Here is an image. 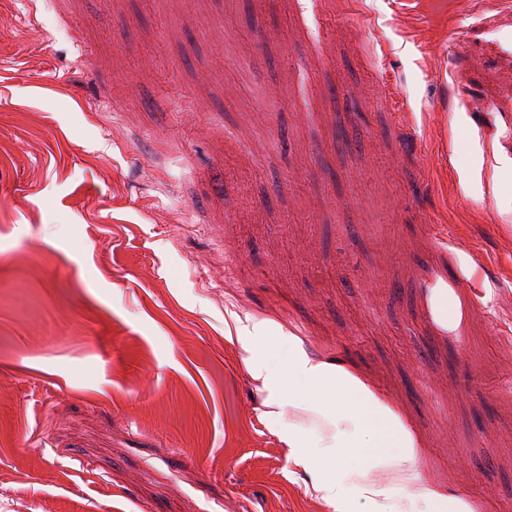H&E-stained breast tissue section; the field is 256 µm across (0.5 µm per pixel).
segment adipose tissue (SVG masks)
Instances as JSON below:
<instances>
[{
  "mask_svg": "<svg viewBox=\"0 0 512 512\" xmlns=\"http://www.w3.org/2000/svg\"><path fill=\"white\" fill-rule=\"evenodd\" d=\"M247 368L254 379L260 380L269 393V403L285 410L295 407L304 390L313 395L312 412L319 415L324 430L330 436L325 451L335 455L337 449H350L368 464L386 465L387 454L394 442H401L404 455L403 473H411L416 462L419 442L406 428L401 416L375 395L367 382L348 371L330 373L325 363L308 358L301 351H289L286 365H279L269 355H249ZM374 430L378 436L372 445L360 439L362 429Z\"/></svg>",
  "mask_w": 512,
  "mask_h": 512,
  "instance_id": "adipose-tissue-1",
  "label": "adipose tissue"
}]
</instances>
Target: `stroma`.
<instances>
[{
    "instance_id": "1",
    "label": "stroma",
    "mask_w": 512,
    "mask_h": 512,
    "mask_svg": "<svg viewBox=\"0 0 512 512\" xmlns=\"http://www.w3.org/2000/svg\"><path fill=\"white\" fill-rule=\"evenodd\" d=\"M455 6L480 49L437 0H0V512H512V0ZM239 321L392 397L411 476L291 466ZM314 488L322 499L334 506L342 500L340 481L336 479V473L333 471L325 473ZM361 497L373 503L374 512H394L393 506L389 503V490L378 484H364L358 488Z\"/></svg>"
}]
</instances>
